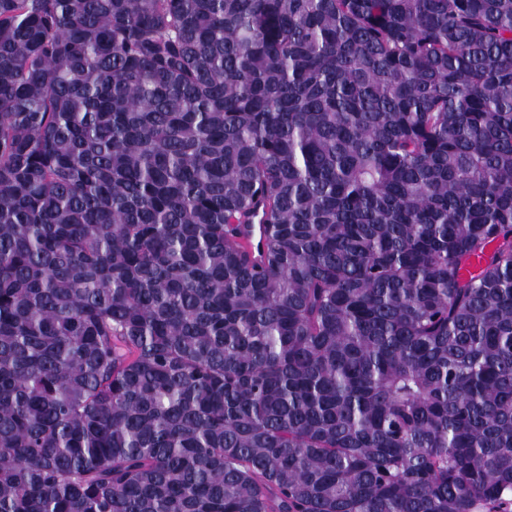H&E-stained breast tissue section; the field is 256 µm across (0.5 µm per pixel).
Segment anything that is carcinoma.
I'll use <instances>...</instances> for the list:
<instances>
[{
    "label": "carcinoma",
    "mask_w": 512,
    "mask_h": 512,
    "mask_svg": "<svg viewBox=\"0 0 512 512\" xmlns=\"http://www.w3.org/2000/svg\"><path fill=\"white\" fill-rule=\"evenodd\" d=\"M0 512H512V0H0Z\"/></svg>",
    "instance_id": "obj_1"
}]
</instances>
